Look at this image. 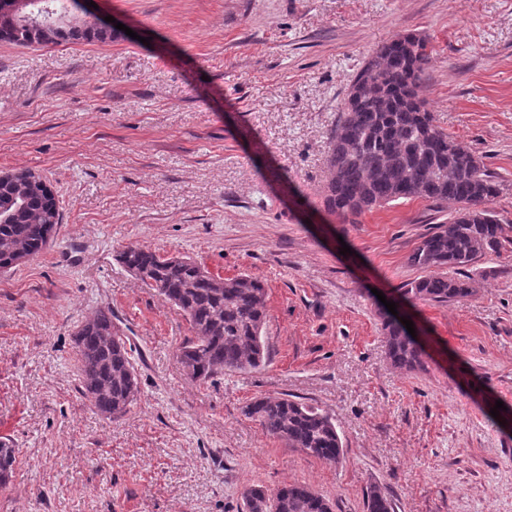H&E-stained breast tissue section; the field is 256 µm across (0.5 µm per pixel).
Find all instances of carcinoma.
<instances>
[{
    "instance_id": "obj_1",
    "label": "carcinoma",
    "mask_w": 512,
    "mask_h": 512,
    "mask_svg": "<svg viewBox=\"0 0 512 512\" xmlns=\"http://www.w3.org/2000/svg\"><path fill=\"white\" fill-rule=\"evenodd\" d=\"M35 25L8 13L0 0V41L18 46L112 40L109 28L77 22L57 30L51 23L71 0H30ZM430 58L428 43L407 34L382 45L355 77L362 101L344 98L330 138L324 202L345 224L394 201L421 200L436 207L456 205L445 224L422 237L408 257L425 270L466 267L476 259L500 254L503 225L489 205L499 185L480 158L437 125L420 96ZM62 222L58 200L47 194L29 170H15L0 184V271L42 252ZM119 261L137 279L151 285L189 322L193 338L179 349V359L193 381H207L224 371L248 373L267 360L263 329L266 289L240 274L223 278L191 258L161 255L136 245L119 253ZM474 294L471 284L437 274L405 289L407 299L449 303ZM386 354L400 369L424 365L418 339L390 318L383 319ZM81 393L109 418L127 413L139 387L133 348L112 322V308H97L74 338ZM244 415L269 436L308 455L337 464L344 444L336 420L326 411L288 396L264 395L244 408ZM16 464L15 449L0 441V487L7 486ZM245 512H332V505L307 484L293 483L273 492L261 487L243 494ZM367 512H394L386 488L366 491Z\"/></svg>"
}]
</instances>
